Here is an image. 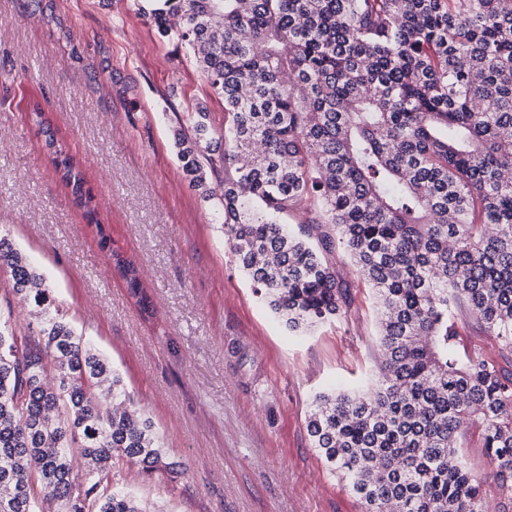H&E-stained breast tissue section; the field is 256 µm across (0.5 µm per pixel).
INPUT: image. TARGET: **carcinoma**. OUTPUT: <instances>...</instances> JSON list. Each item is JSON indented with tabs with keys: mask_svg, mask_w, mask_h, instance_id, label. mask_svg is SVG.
<instances>
[{
	"mask_svg": "<svg viewBox=\"0 0 512 512\" xmlns=\"http://www.w3.org/2000/svg\"><path fill=\"white\" fill-rule=\"evenodd\" d=\"M150 2L144 17L224 101L222 131L199 109L174 140L256 291L293 332L341 318L338 249L374 291L380 378L315 397L320 459L364 512L512 503V371L457 349L464 313L512 353V0ZM60 165L81 193L72 159ZM290 212L305 213L296 230ZM116 266L152 313L133 261ZM2 269L40 330L35 347L0 330V512H37L34 478L65 512H147L112 484L114 462L148 476L184 464L1 234ZM473 427L492 485L461 453Z\"/></svg>",
	"mask_w": 512,
	"mask_h": 512,
	"instance_id": "carcinoma-1",
	"label": "carcinoma"
}]
</instances>
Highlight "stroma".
I'll use <instances>...</instances> for the list:
<instances>
[{
	"label": "stroma",
	"instance_id": "stroma-1",
	"mask_svg": "<svg viewBox=\"0 0 512 512\" xmlns=\"http://www.w3.org/2000/svg\"><path fill=\"white\" fill-rule=\"evenodd\" d=\"M224 103L134 0H0V231L39 267L75 331L122 376L184 475L112 470L149 512H362L312 448L319 393L366 390L381 362L378 313L350 260L347 318L300 335L234 263L217 203L185 176L173 131ZM74 159L101 225L87 222L54 163ZM132 258L144 314L114 268ZM0 322L37 335L0 272Z\"/></svg>",
	"mask_w": 512,
	"mask_h": 512
}]
</instances>
